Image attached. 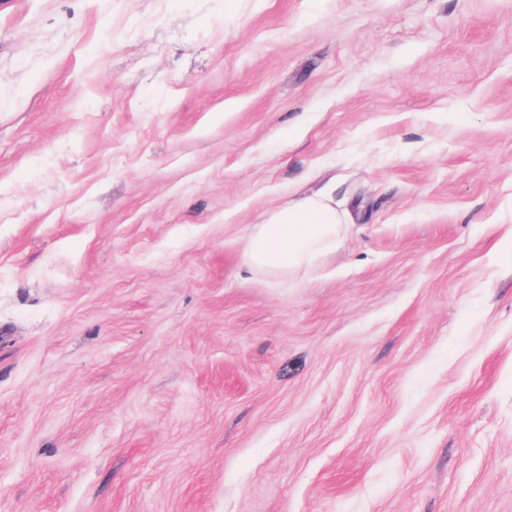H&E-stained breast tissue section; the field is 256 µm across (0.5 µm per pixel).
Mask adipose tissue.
I'll use <instances>...</instances> for the list:
<instances>
[{
	"instance_id": "adipose-tissue-1",
	"label": "adipose tissue",
	"mask_w": 512,
	"mask_h": 512,
	"mask_svg": "<svg viewBox=\"0 0 512 512\" xmlns=\"http://www.w3.org/2000/svg\"><path fill=\"white\" fill-rule=\"evenodd\" d=\"M344 217L320 198H302L274 211L255 225L243 248V266L251 273L286 276L310 265L341 241Z\"/></svg>"
}]
</instances>
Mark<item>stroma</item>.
I'll return each mask as SVG.
<instances>
[{
	"instance_id": "35a3bbf8",
	"label": "stroma",
	"mask_w": 512,
	"mask_h": 512,
	"mask_svg": "<svg viewBox=\"0 0 512 512\" xmlns=\"http://www.w3.org/2000/svg\"><path fill=\"white\" fill-rule=\"evenodd\" d=\"M0 512H512V0H0ZM344 217L320 198H302L274 211L255 225L245 241L243 266L249 273L264 271L287 276L310 265L325 251L336 250Z\"/></svg>"
}]
</instances>
